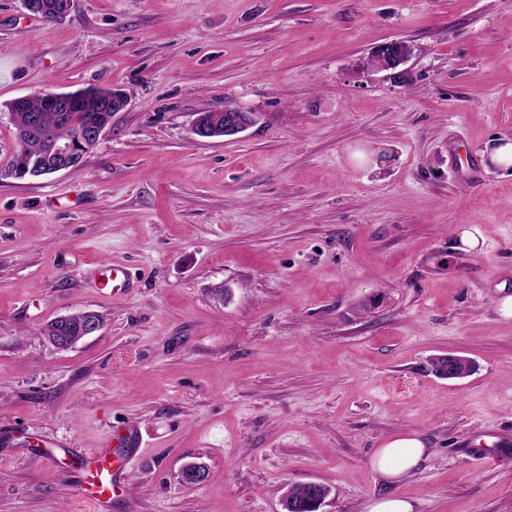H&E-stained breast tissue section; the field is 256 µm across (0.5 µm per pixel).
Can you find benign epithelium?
Segmentation results:
<instances>
[{
	"label": "benign epithelium",
	"instance_id": "benign-epithelium-1",
	"mask_svg": "<svg viewBox=\"0 0 512 512\" xmlns=\"http://www.w3.org/2000/svg\"><path fill=\"white\" fill-rule=\"evenodd\" d=\"M71 0H62L60 3L50 4L43 0H22L25 11L34 17L46 21H61L70 11ZM410 45L402 40H391L379 45L372 53L371 60L374 69L386 71L398 83H404L409 78V72L404 65L411 56ZM45 96L56 105L59 112H75L78 104L90 101L100 108L102 112L111 114L124 110L128 105L127 96L119 91L97 92H47ZM253 121V114L239 109L223 110L207 117L198 115L192 125L194 135L201 137L219 129L224 135H235L244 131ZM71 126L75 129L72 138L64 140L51 138L46 141L45 150L35 160L20 163L12 170V177L16 180H25L37 177L49 170L53 173L60 171L76 172L84 163L86 155L93 149L105 133L111 128L112 121L108 120L101 125L87 126L74 118ZM101 329V319L92 312L85 313V317L77 324L73 336H51L50 342L59 349H68L80 340L96 334ZM444 360L441 375L450 379L463 378L468 374L471 362L463 356L448 353L440 355Z\"/></svg>",
	"mask_w": 512,
	"mask_h": 512
}]
</instances>
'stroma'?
I'll list each match as a JSON object with an SVG mask.
<instances>
[{
	"label": "stroma",
	"mask_w": 512,
	"mask_h": 512,
	"mask_svg": "<svg viewBox=\"0 0 512 512\" xmlns=\"http://www.w3.org/2000/svg\"><path fill=\"white\" fill-rule=\"evenodd\" d=\"M393 39L405 85L369 65ZM88 87L129 104L82 169L0 180V512H93L73 453L128 426L108 512H284L310 481L321 512H512V0H0V168L8 102ZM228 107L255 123L192 133ZM79 309L100 330L55 348ZM448 352L473 372L435 376ZM407 435L430 454L387 483ZM61 3L50 4L43 0H22L25 11L34 17L46 21H61L67 17L70 11V0H60ZM428 454V448L418 437H397L379 448L372 459L374 470L384 479L400 480L412 471ZM412 501L391 495L378 498L372 501L368 506V512H414Z\"/></svg>",
	"instance_id": "obj_1"
}]
</instances>
